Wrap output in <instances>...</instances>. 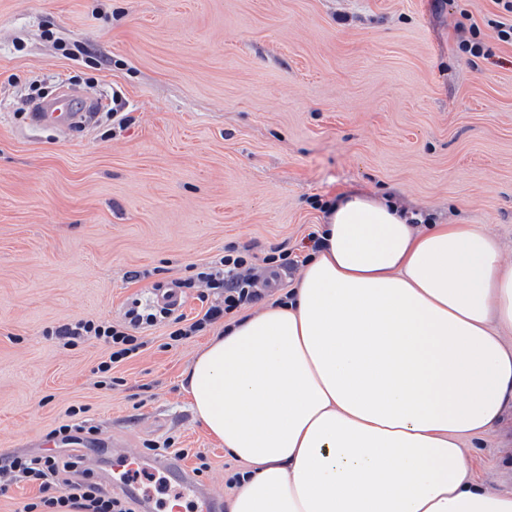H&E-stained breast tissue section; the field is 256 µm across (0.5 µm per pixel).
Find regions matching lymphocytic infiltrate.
I'll list each match as a JSON object with an SVG mask.
<instances>
[{"label": "lymphocytic infiltrate", "instance_id": "1", "mask_svg": "<svg viewBox=\"0 0 512 512\" xmlns=\"http://www.w3.org/2000/svg\"><path fill=\"white\" fill-rule=\"evenodd\" d=\"M199 282L207 286L206 293L199 296L205 310L194 318L171 308L153 309L137 298L129 305L122 322L80 320L56 328L54 334L69 340L83 336L102 340L109 354L97 370L107 373L143 352L146 345L143 333L158 320H166L168 337L177 343L206 330L219 319L237 314L259 297L253 256L233 244L226 246L217 262L199 267L181 285L192 288ZM212 290L217 292L218 302H210L208 293ZM82 462L80 455L52 449L30 457H1L0 473L38 485V497L24 504L22 512H135L129 498L110 493L92 478L80 474Z\"/></svg>", "mask_w": 512, "mask_h": 512}]
</instances>
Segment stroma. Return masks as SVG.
<instances>
[{
    "instance_id": "stroma-1",
    "label": "stroma",
    "mask_w": 512,
    "mask_h": 512,
    "mask_svg": "<svg viewBox=\"0 0 512 512\" xmlns=\"http://www.w3.org/2000/svg\"><path fill=\"white\" fill-rule=\"evenodd\" d=\"M494 0H0V456L45 452L83 408L98 441L173 438L222 497L237 462L182 375L209 336L165 322L100 382L107 347L50 329L119 322L135 298L233 244L311 254L358 190L426 224H477L512 262V46ZM492 49L468 62L470 24ZM103 116L70 137L28 125L64 89ZM129 112L122 127L112 113ZM142 272L132 280L131 272ZM473 476L512 486V414L464 440Z\"/></svg>"
}]
</instances>
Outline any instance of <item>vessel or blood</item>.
Instances as JSON below:
<instances>
[{
	"label": "vessel or blood",
	"mask_w": 512,
	"mask_h": 512,
	"mask_svg": "<svg viewBox=\"0 0 512 512\" xmlns=\"http://www.w3.org/2000/svg\"><path fill=\"white\" fill-rule=\"evenodd\" d=\"M35 127H50L70 133L78 128L90 126V115L82 100L72 96H61L48 100L29 115ZM106 454L109 458L108 475H101L103 483L113 490L127 489L126 472L152 470L176 479L187 491L190 503L196 512H224V502L199 483L194 474L176 457L164 455L147 457L139 453L122 450L120 441H113Z\"/></svg>",
	"instance_id": "vessel-or-blood-1"
}]
</instances>
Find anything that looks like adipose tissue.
Instances as JSON below:
<instances>
[{
  "label": "adipose tissue",
  "mask_w": 512,
  "mask_h": 512,
  "mask_svg": "<svg viewBox=\"0 0 512 512\" xmlns=\"http://www.w3.org/2000/svg\"><path fill=\"white\" fill-rule=\"evenodd\" d=\"M282 300L184 373L235 460L227 512H512L463 439L512 410V264L476 224H410L363 193L330 208Z\"/></svg>",
  "instance_id": "adipose-tissue-1"
}]
</instances>
